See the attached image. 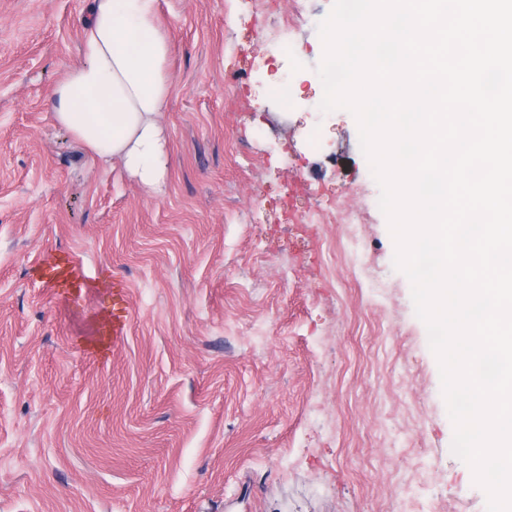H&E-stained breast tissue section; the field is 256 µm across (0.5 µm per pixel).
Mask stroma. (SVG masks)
Returning a JSON list of instances; mask_svg holds the SVG:
<instances>
[{
	"instance_id": "35a3bbf8",
	"label": "stroma",
	"mask_w": 512,
	"mask_h": 512,
	"mask_svg": "<svg viewBox=\"0 0 512 512\" xmlns=\"http://www.w3.org/2000/svg\"><path fill=\"white\" fill-rule=\"evenodd\" d=\"M89 4L0 0V512H487L356 120L311 87L333 0H159L161 196L53 119ZM71 259L95 294L50 283Z\"/></svg>"
}]
</instances>
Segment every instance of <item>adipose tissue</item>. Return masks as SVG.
I'll list each match as a JSON object with an SVG mask.
<instances>
[{"label":"adipose tissue","mask_w":512,"mask_h":512,"mask_svg":"<svg viewBox=\"0 0 512 512\" xmlns=\"http://www.w3.org/2000/svg\"><path fill=\"white\" fill-rule=\"evenodd\" d=\"M157 0H93L83 24V62L49 91L56 122L103 163L120 162L163 194L168 138L159 121L172 83Z\"/></svg>","instance_id":"ef3b65f1"}]
</instances>
